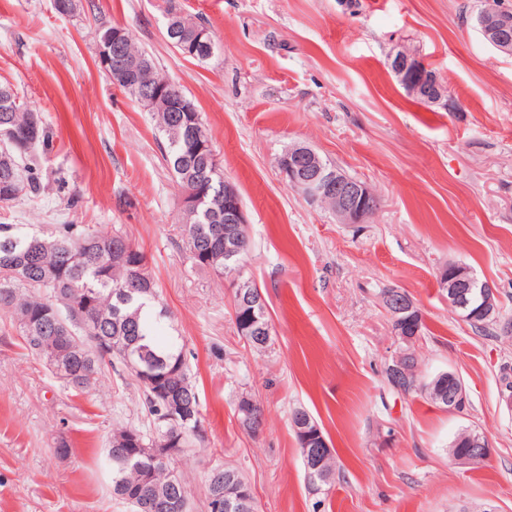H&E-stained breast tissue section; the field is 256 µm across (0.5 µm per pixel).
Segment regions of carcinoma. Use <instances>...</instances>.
I'll return each mask as SVG.
<instances>
[{"instance_id": "cac0c4a2", "label": "carcinoma", "mask_w": 512, "mask_h": 512, "mask_svg": "<svg viewBox=\"0 0 512 512\" xmlns=\"http://www.w3.org/2000/svg\"><path fill=\"white\" fill-rule=\"evenodd\" d=\"M166 14L178 17L176 36L166 35L181 54L205 63L210 57L199 52L186 53L194 45L193 37L206 25L168 0ZM128 56L152 71V83L161 88L167 78L157 70L153 56L126 36ZM11 112H0V130L7 122L28 133L17 139L0 138V155L11 159L17 175L14 183L0 180V311L9 314L25 346L40 358H46L48 336H60L70 348L52 373L65 387L83 392L96 386L105 366L131 375L143 396L147 423L122 427L112 434L106 458L112 470V497L130 504L137 494L157 502L154 512H171L169 500L180 498L185 484L173 474L177 461L161 462L150 452L133 455L124 445L134 434L143 448H165L178 437L181 446L190 448L199 440L189 429L177 431L163 420L154 387L130 368L136 364L165 388L180 389L201 406L197 386L185 358L180 338L160 341L159 324L169 318L167 309L157 300L146 256L139 250L136 265L116 260L128 240L118 232L81 228L76 224H58L47 234H25L16 225L5 222L13 203L23 196L38 197L48 185L43 183L39 153L50 146V129L41 117L30 111L18 92H13ZM164 140V155L180 188L202 186L208 204L194 214L183 213L184 235L189 258L196 268L222 275L224 266V176L215 152L196 153L193 136L209 141L205 126L195 135L173 126L181 112H167L161 107L150 110ZM23 265L26 274L17 275ZM406 372L405 391L419 389L432 403L436 396L429 384L418 382L419 359L412 345H407L400 359ZM244 485L246 481L233 465L221 468V478L208 479L207 509L224 503V477Z\"/></svg>"}]
</instances>
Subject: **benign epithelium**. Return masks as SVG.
<instances>
[{
    "label": "benign epithelium",
    "instance_id": "1",
    "mask_svg": "<svg viewBox=\"0 0 512 512\" xmlns=\"http://www.w3.org/2000/svg\"><path fill=\"white\" fill-rule=\"evenodd\" d=\"M477 28L483 39L494 49L504 54H512V8L503 0H482L476 16ZM391 67L400 82L413 93L420 95L431 105H441L448 101V86L438 76L420 66V61L408 54L391 56ZM112 74L125 76L140 89L145 99L155 105L177 111L173 102L180 98L177 87L171 86L161 91L151 83L150 71L129 59L121 35L112 36ZM278 167L282 177L309 204L320 206L324 201H335L333 213L341 224H364L380 206L375 191L365 182L353 180L336 167L325 165L318 153L302 144H293L280 156ZM205 202L202 191L187 189L183 192L182 209L197 211ZM247 224L243 207L238 201L235 188L224 184V254L238 256L244 249L242 228ZM445 288L448 290V307L459 313L466 321L479 317L499 322L500 296L487 281L478 279L467 266L460 263L448 264L445 275ZM251 299L246 316L248 320L243 335L254 341L264 339L267 328L255 311H264L266 300L262 293L247 292ZM382 302L391 318L394 336L402 342L413 340L409 326L419 317L417 306L411 296L400 289L382 295ZM448 378V391H440V402L446 410L461 413L467 404L465 386L459 375L442 372ZM169 408L167 420L176 425L195 418L198 408L183 402H174L173 395L166 397ZM293 429L305 440L306 471L314 476L321 468L324 449L321 448L320 434L311 426L309 418L297 412L291 416ZM473 448L465 454L452 456L459 465H474L488 455L489 442L481 434L472 438Z\"/></svg>",
    "mask_w": 512,
    "mask_h": 512
}]
</instances>
